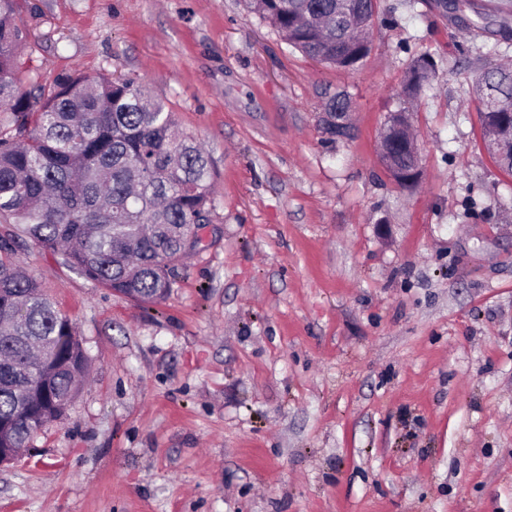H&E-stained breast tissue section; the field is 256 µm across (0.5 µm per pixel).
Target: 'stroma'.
I'll return each mask as SVG.
<instances>
[{"mask_svg": "<svg viewBox=\"0 0 512 512\" xmlns=\"http://www.w3.org/2000/svg\"><path fill=\"white\" fill-rule=\"evenodd\" d=\"M23 81L131 76L210 156L211 221L160 304L0 224L76 320L65 420L0 467V512H512V174L468 93L512 0H380L352 69L244 0H20ZM436 76L415 101L410 64ZM347 92L353 133L321 124ZM408 110L421 177L379 155ZM436 73V65L433 60L423 55L411 64L405 90L409 97L416 99L423 96L431 89L433 78ZM410 156H411V161H410L409 165L406 167H399L394 164V163L398 164L401 162L400 156L392 157V154H391V158H393L394 163L391 160V158H386V159L384 158V160H382L383 164L386 165L387 170L389 171V173H390L391 177L394 179V181L403 184L402 187L404 186V188H411L410 186H405V185H408V184L416 181L418 178L419 171H420L417 151L412 152L410 154Z\"/></svg>", "mask_w": 512, "mask_h": 512, "instance_id": "35a3bbf8", "label": "stroma"}]
</instances>
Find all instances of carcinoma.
<instances>
[{"mask_svg":"<svg viewBox=\"0 0 512 512\" xmlns=\"http://www.w3.org/2000/svg\"><path fill=\"white\" fill-rule=\"evenodd\" d=\"M291 47L352 68L378 0H245ZM18 0H0V223L99 286L142 304L168 293L195 226L210 222L206 153L134 78L75 76L22 86ZM433 60L411 64L405 90L431 89ZM484 142L512 172L491 112L512 113V67H484L473 90ZM76 322L31 276L0 257V447L26 448L34 424L62 419L88 373Z\"/></svg>","mask_w":512,"mask_h":512,"instance_id":"cac0c4a2","label":"carcinoma"}]
</instances>
